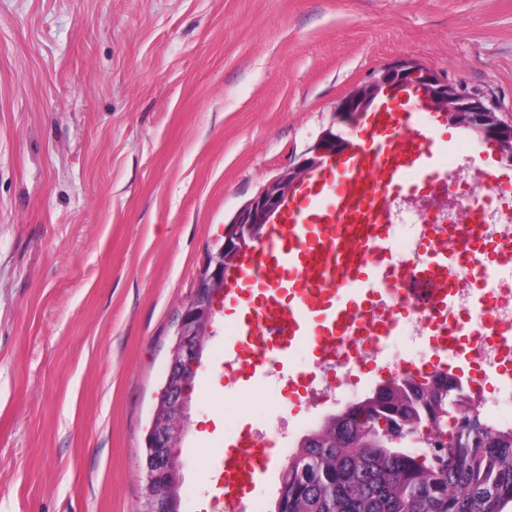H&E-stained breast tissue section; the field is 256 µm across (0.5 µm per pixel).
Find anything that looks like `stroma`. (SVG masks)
I'll return each mask as SVG.
<instances>
[{
    "mask_svg": "<svg viewBox=\"0 0 512 512\" xmlns=\"http://www.w3.org/2000/svg\"><path fill=\"white\" fill-rule=\"evenodd\" d=\"M410 59L512 118V0H0V512H138L183 307L234 213L336 104ZM446 156L494 166L428 113ZM191 382L181 512L237 428L297 448L341 402L225 372ZM390 359H426L394 337Z\"/></svg>",
    "mask_w": 512,
    "mask_h": 512,
    "instance_id": "35a3bbf8",
    "label": "stroma"
}]
</instances>
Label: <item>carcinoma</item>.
Here are the masks:
<instances>
[{
    "label": "carcinoma",
    "mask_w": 512,
    "mask_h": 512,
    "mask_svg": "<svg viewBox=\"0 0 512 512\" xmlns=\"http://www.w3.org/2000/svg\"><path fill=\"white\" fill-rule=\"evenodd\" d=\"M448 372L384 387L370 420L336 413L288 455L275 512H504L512 504V428L448 405L432 384ZM403 421L394 439L380 422ZM429 427L428 451L405 440ZM447 446L435 450L441 434Z\"/></svg>",
    "instance_id": "carcinoma-1"
}]
</instances>
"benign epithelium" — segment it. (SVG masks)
<instances>
[{"mask_svg": "<svg viewBox=\"0 0 512 512\" xmlns=\"http://www.w3.org/2000/svg\"><path fill=\"white\" fill-rule=\"evenodd\" d=\"M410 95L419 97L430 111L443 113L450 124L476 127L500 157L512 159V121L502 119L481 99L459 93L440 73L413 60L388 64L377 77L344 96L337 104L335 122L321 133L307 156L268 180L236 211L224 227L223 244L208 255L197 276L193 294L184 305L168 373L146 438L145 484L138 512H178L179 464L167 456V443L185 431L187 390L201 364L205 338L213 333L216 304L224 298L227 272L237 266L253 243L266 237L270 225L280 223L296 191L313 173L350 147L340 126L351 127L365 113L379 109L383 96Z\"/></svg>", "mask_w": 512, "mask_h": 512, "instance_id": "obj_1", "label": "benign epithelium"}]
</instances>
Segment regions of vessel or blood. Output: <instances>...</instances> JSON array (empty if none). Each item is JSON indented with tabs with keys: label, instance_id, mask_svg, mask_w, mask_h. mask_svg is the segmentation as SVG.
I'll list each match as a JSON object with an SVG mask.
<instances>
[{
	"label": "vessel or blood",
	"instance_id": "vessel-or-blood-1",
	"mask_svg": "<svg viewBox=\"0 0 512 512\" xmlns=\"http://www.w3.org/2000/svg\"><path fill=\"white\" fill-rule=\"evenodd\" d=\"M420 112L416 105L366 113L348 151L326 162L283 222L272 225L234 270L224 304L237 314L232 334L250 351L252 377L272 363L298 374L293 349L335 347L364 299L380 287L393 261L384 247L388 193L412 180L430 183L441 168V147ZM455 265L453 252L428 250L430 272L444 275ZM468 266L486 280L511 270L512 242L471 255ZM218 468L225 501H248L263 472L248 430L226 440Z\"/></svg>",
	"mask_w": 512,
	"mask_h": 512
}]
</instances>
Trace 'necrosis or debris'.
<instances>
[{"mask_svg": "<svg viewBox=\"0 0 512 512\" xmlns=\"http://www.w3.org/2000/svg\"><path fill=\"white\" fill-rule=\"evenodd\" d=\"M438 192L447 196V209L429 213L410 209L405 193H397L388 206L392 229H410L409 237L395 249L396 263L355 317L349 338L335 351L323 354L317 380L326 399L350 397L355 388L352 372L367 362L383 358L393 336L429 337L433 349L448 358H464L484 370L500 372L512 365V340L488 334L482 316H472L468 329L460 318L471 310L473 276L466 271L473 243L468 227H485L487 243L512 237V192L480 185L475 172L460 157H451L436 179ZM450 247L458 255V271L448 277L451 304L434 300L436 283L421 266L426 244Z\"/></svg>", "mask_w": 512, "mask_h": 512, "instance_id": "1", "label": "necrosis or debris"}]
</instances>
